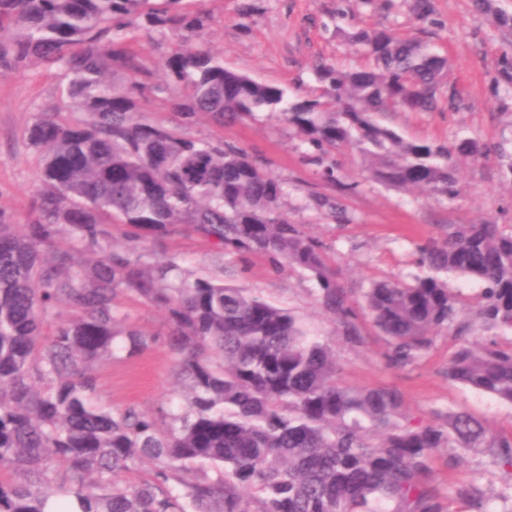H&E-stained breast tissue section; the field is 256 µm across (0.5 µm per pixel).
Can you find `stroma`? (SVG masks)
I'll return each mask as SVG.
<instances>
[{
	"label": "stroma",
	"instance_id": "stroma-1",
	"mask_svg": "<svg viewBox=\"0 0 512 512\" xmlns=\"http://www.w3.org/2000/svg\"><path fill=\"white\" fill-rule=\"evenodd\" d=\"M245 0H204L213 14L206 39L221 53L227 68L276 84L289 94L318 93L313 67L325 60L342 68L365 66L363 54L350 50L346 32L356 27L385 25L403 36L428 37L449 59L448 83L462 93L454 112H396L385 120L407 137L425 142H445L466 131L495 146L496 154L475 165L461 166L463 194L456 200L434 198L418 190H394L371 180L359 150H337L336 182L323 179L319 167L303 158L297 133L278 118L259 115L256 120L225 127V141L260 157L288 191L283 209L293 223L321 240L342 284L360 297L371 281L405 278L417 270L421 239L441 232L448 224L490 222L512 225V183L501 173V156L512 155V107L499 108L493 95L492 76L499 50L508 37L492 17L478 12L473 0H434L443 22L440 29L424 32L409 13L385 14L361 0H252L256 7L244 16ZM347 16L334 18L337 8ZM53 71L29 69L0 80V208L24 212L35 188L38 155L26 144L23 131L40 112H54L58 103ZM341 196L345 220L325 218L312 205L311 195ZM232 283L261 293L269 301L292 310L310 334L329 336L333 326L321 312L313 283L305 273L285 267L273 270L260 256L226 259ZM132 320L158 339L143 354L115 361L99 370V401L113 407L136 405L144 411L183 401L177 368L162 336V313L150 306H128ZM366 343L353 348L335 342L336 358L344 381L352 386L388 384L398 388L407 411L430 420L435 413L463 410L478 417L494 433L512 432V406L497 402L460 385L449 383L448 357L456 347L453 334L442 333L417 364L404 370L386 368L383 340L366 330ZM434 485L475 486L489 500L492 512H504L500 492L512 484V474L500 470L491 457L469 453L464 462L448 463L447 449L432 460Z\"/></svg>",
	"mask_w": 512,
	"mask_h": 512
}]
</instances>
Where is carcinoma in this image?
I'll return each instance as SVG.
<instances>
[{
    "label": "carcinoma",
    "mask_w": 512,
    "mask_h": 512,
    "mask_svg": "<svg viewBox=\"0 0 512 512\" xmlns=\"http://www.w3.org/2000/svg\"><path fill=\"white\" fill-rule=\"evenodd\" d=\"M475 6L512 31L494 0ZM413 16L442 26L434 0ZM211 15L195 0H0V79L52 69L64 111L38 113L24 138L40 157L27 210L0 209V512H46L72 495L79 512H492L477 489L444 495L432 459L448 465L484 452L512 473V436L492 434L465 411L441 422L410 416L389 385L352 387L330 340L262 295L224 283V258L262 256L304 271L344 343L369 322L387 366L417 363L443 332L458 337L448 381L512 405V229L450 224L418 246V273L373 282L355 302L322 242L288 220L284 183L224 141V127L278 115L323 163L328 148L357 146L371 177L392 189L455 199L457 165L496 148L463 135L447 144L405 137L386 112H453L448 59L419 38L357 28L350 46L371 64L314 68L322 93L289 96L224 67L205 39ZM178 43L148 65L143 35ZM493 88L512 93V48L498 55ZM164 94L175 116L144 113ZM204 118L203 140L184 128ZM335 219L339 201L314 198ZM185 230L209 264L183 266L140 243ZM453 273L483 284L473 310L448 288ZM165 312L186 404L145 412L97 402L99 368L156 341L127 304ZM66 306L70 319L53 323ZM480 320L493 335L465 338Z\"/></svg>",
    "instance_id": "obj_1"
}]
</instances>
